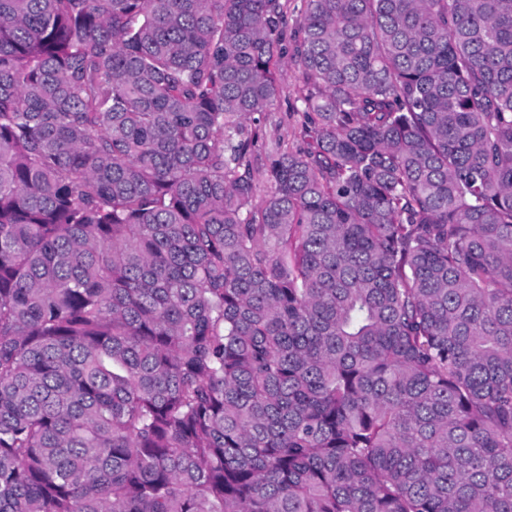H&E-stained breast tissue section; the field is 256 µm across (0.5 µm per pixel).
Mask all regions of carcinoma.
<instances>
[{"mask_svg": "<svg viewBox=\"0 0 512 512\" xmlns=\"http://www.w3.org/2000/svg\"><path fill=\"white\" fill-rule=\"evenodd\" d=\"M296 30L0 0V512H512V0ZM281 96L275 106L274 112H270L265 118H261L258 125L259 138L255 143L253 152L254 167L256 170L259 192L258 199L266 192L264 170L267 164V155L276 142L281 141L283 148L298 150L306 146L303 129V114L294 112L291 104L297 95L300 82L297 74L288 69L282 81Z\"/></svg>", "mask_w": 512, "mask_h": 512, "instance_id": "obj_1", "label": "carcinoma"}]
</instances>
